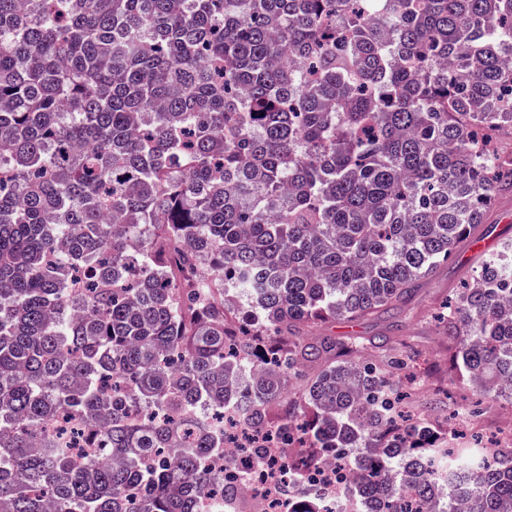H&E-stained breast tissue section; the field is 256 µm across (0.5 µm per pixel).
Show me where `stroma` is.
I'll return each mask as SVG.
<instances>
[{
	"label": "stroma",
	"instance_id": "35a3bbf8",
	"mask_svg": "<svg viewBox=\"0 0 512 512\" xmlns=\"http://www.w3.org/2000/svg\"><path fill=\"white\" fill-rule=\"evenodd\" d=\"M486 239L492 246L512 239V193L496 199L487 211L485 223L477 225L471 235L456 246L453 256L437 275L424 285L404 306L383 310L355 322L326 324L315 328L318 336L338 340L366 342L374 339L363 356L377 359L404 347L418 363L420 382L405 380V410L412 417L427 420L438 437H447L449 424L458 408L473 412L469 427L460 433L458 444L479 437L483 444H501L512 403L491 401L476 395L472 385L460 382L448 369V339L443 335L436 315L447 305L458 288L469 279L485 254L473 250L475 241Z\"/></svg>",
	"mask_w": 512,
	"mask_h": 512
}]
</instances>
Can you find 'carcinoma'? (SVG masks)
<instances>
[{
    "mask_svg": "<svg viewBox=\"0 0 512 512\" xmlns=\"http://www.w3.org/2000/svg\"><path fill=\"white\" fill-rule=\"evenodd\" d=\"M504 129L512 0H0V506L196 512L243 429L356 469L360 512H512V448L443 447L404 358L302 337L452 256L512 192ZM440 322L512 401V240Z\"/></svg>",
    "mask_w": 512,
    "mask_h": 512,
    "instance_id": "1",
    "label": "carcinoma"
}]
</instances>
